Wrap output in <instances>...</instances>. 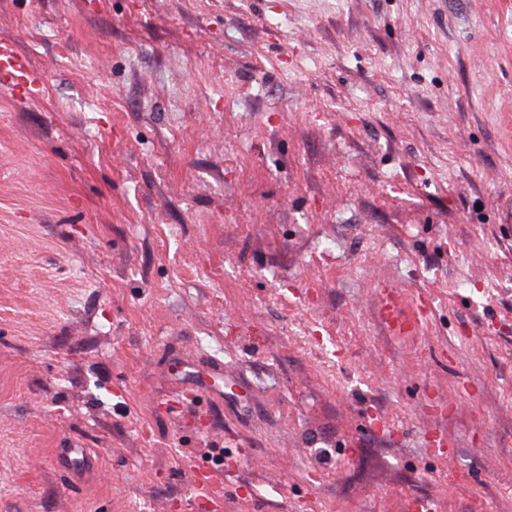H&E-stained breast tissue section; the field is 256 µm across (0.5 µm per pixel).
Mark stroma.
Here are the masks:
<instances>
[{
	"label": "stroma",
	"mask_w": 512,
	"mask_h": 512,
	"mask_svg": "<svg viewBox=\"0 0 512 512\" xmlns=\"http://www.w3.org/2000/svg\"><path fill=\"white\" fill-rule=\"evenodd\" d=\"M1 38L43 83L0 89V512H210L211 446L224 512H512V0H0ZM400 295L390 290L385 293L381 307V316L386 326L395 334L405 335L413 332L417 320L403 316L398 303ZM195 486L210 499L213 506V511L222 512L224 510V482L210 479L207 476L204 479H200L198 476L197 481L195 480Z\"/></svg>",
	"instance_id": "1"
}]
</instances>
